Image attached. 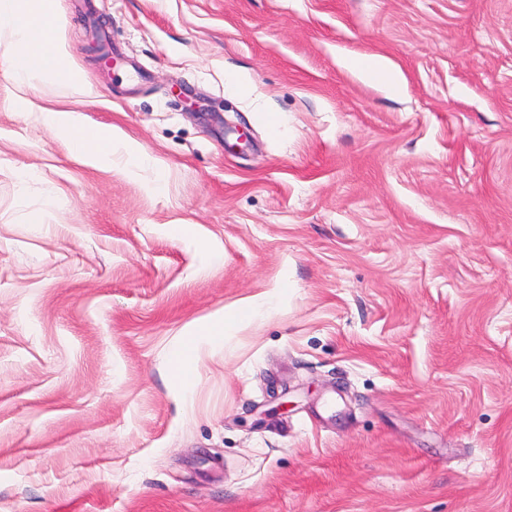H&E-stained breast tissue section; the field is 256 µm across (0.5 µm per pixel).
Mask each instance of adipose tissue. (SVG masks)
I'll return each instance as SVG.
<instances>
[{"label":"adipose tissue","instance_id":"obj_1","mask_svg":"<svg viewBox=\"0 0 512 512\" xmlns=\"http://www.w3.org/2000/svg\"><path fill=\"white\" fill-rule=\"evenodd\" d=\"M58 2L0 0V31L9 33L5 50L0 53V67L17 88L43 84L69 88L77 93L83 90L79 74L65 64L69 51L61 36ZM43 114L46 125L61 133L71 150L87 164L101 167L111 162L116 147L113 128L88 127L68 109L47 108ZM257 313L255 304L244 302L193 326L187 342L169 358L170 380L187 386L199 348L223 342L227 327L253 320Z\"/></svg>","mask_w":512,"mask_h":512}]
</instances>
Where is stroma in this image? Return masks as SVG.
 Instances as JSON below:
<instances>
[{
    "instance_id": "obj_1",
    "label": "stroma",
    "mask_w": 512,
    "mask_h": 512,
    "mask_svg": "<svg viewBox=\"0 0 512 512\" xmlns=\"http://www.w3.org/2000/svg\"><path fill=\"white\" fill-rule=\"evenodd\" d=\"M59 12L62 106L144 158L86 164L0 70V512H512V0ZM258 308L252 302H244L229 308L216 317L207 319L191 328L188 340L182 348L170 355L168 374L170 380L185 388L192 373L193 359L202 345L214 346L224 342L226 328L245 320L252 321Z\"/></svg>"
}]
</instances>
